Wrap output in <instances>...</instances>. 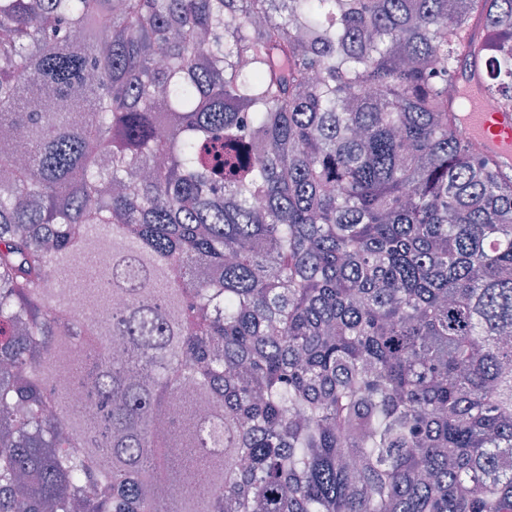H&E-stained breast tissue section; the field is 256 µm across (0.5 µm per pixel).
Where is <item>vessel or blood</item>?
Instances as JSON below:
<instances>
[{"label":"vessel or blood","instance_id":"obj_1","mask_svg":"<svg viewBox=\"0 0 512 512\" xmlns=\"http://www.w3.org/2000/svg\"><path fill=\"white\" fill-rule=\"evenodd\" d=\"M468 112L461 115L463 132L476 142L479 151L493 157L504 170H512V113L488 112L482 107L487 96L486 86L475 68L458 73Z\"/></svg>","mask_w":512,"mask_h":512}]
</instances>
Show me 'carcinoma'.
Wrapping results in <instances>:
<instances>
[{
  "label": "carcinoma",
  "instance_id": "carcinoma-1",
  "mask_svg": "<svg viewBox=\"0 0 512 512\" xmlns=\"http://www.w3.org/2000/svg\"><path fill=\"white\" fill-rule=\"evenodd\" d=\"M476 63L512 0H0V512H512Z\"/></svg>",
  "mask_w": 512,
  "mask_h": 512
}]
</instances>
